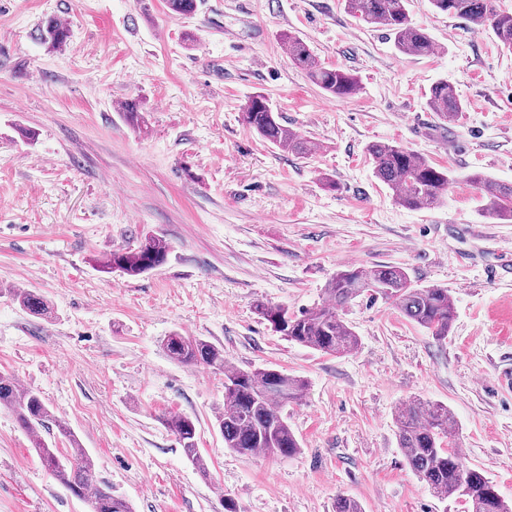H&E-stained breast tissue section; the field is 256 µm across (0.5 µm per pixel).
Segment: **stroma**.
Wrapping results in <instances>:
<instances>
[{"instance_id": "35a3bbf8", "label": "stroma", "mask_w": 512, "mask_h": 512, "mask_svg": "<svg viewBox=\"0 0 512 512\" xmlns=\"http://www.w3.org/2000/svg\"><path fill=\"white\" fill-rule=\"evenodd\" d=\"M409 11L435 54H401L344 0H198L189 17L164 0H0V373L41 396L71 431L57 447L77 440L135 512H224L228 496L240 512H334L340 494L365 512H464L398 446L394 411L415 397L448 406L464 462L512 500V223L484 217L465 179L512 183V52L431 0ZM51 17L69 31L58 48L41 38ZM285 33L354 73L360 92L328 98L289 59ZM442 79L465 104L453 122L426 105ZM257 93L312 142L310 156L242 124ZM374 142L452 170L444 204L400 206L373 174ZM150 235L169 243L166 264L138 278L102 272L113 250ZM377 264L448 289L446 342L380 296L343 310L359 338L344 356L288 342L254 310L313 308L341 266ZM19 288L51 315L22 310ZM174 332L222 347L238 368L305 380L285 409L300 452L225 448L214 426L224 374L170 359ZM168 412L196 418L209 477L163 425ZM0 512H90L3 407Z\"/></svg>"}]
</instances>
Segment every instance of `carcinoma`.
<instances>
[{
	"mask_svg": "<svg viewBox=\"0 0 512 512\" xmlns=\"http://www.w3.org/2000/svg\"><path fill=\"white\" fill-rule=\"evenodd\" d=\"M436 9L489 26L499 43L512 50V12L501 9L499 0H431ZM170 14L188 16L197 9V0H166ZM345 9L360 22L379 27L393 39L396 49L405 55L429 56L435 44L426 30L416 25L408 11V0H345ZM45 41L57 46L68 38V31L49 19L43 29ZM289 58L304 69L313 83L326 95L348 99L360 91L358 78L350 71L320 63L299 37L282 36ZM267 102L253 96L242 121L263 139L280 149L306 157L311 144L295 130L281 123L272 107L258 109L255 103ZM427 107L442 121H452L464 111L465 104L453 84L434 83ZM374 176L387 185L396 201L411 209H430L443 201L453 181L451 171L440 169L426 157L397 144L376 142L367 146ZM485 201L483 210L490 217L512 223V183H502L482 172L465 175ZM169 244L157 236H147L133 249H119L103 263L102 271L139 276L164 265ZM381 295L393 302L410 321L427 329L443 341L455 319V308L448 289L420 286L400 267L377 265L371 268L347 267L336 272L326 288L328 302L294 314L283 304L259 301L255 311L271 329L290 342L315 351L344 355L358 346V336L340 317L339 310L354 299ZM20 306L34 317L50 313L49 303L31 290L15 294ZM163 346L174 360L186 365H204L224 372V404L214 415L216 428L224 437V446L244 456H283L298 453L300 443L288 425L283 407L300 398L305 383L279 370L257 367L249 370L228 365L224 350L196 336L175 332ZM0 406L10 409L18 424L33 434V450L51 477L74 496L87 501L91 512H134L132 504L112 493V487L93 480L95 464L76 440L63 453L41 435L53 420L40 396L0 376ZM397 441L407 462L420 481L441 500L461 499L468 512H512V502L499 493L496 483L483 470L463 461L452 441L454 417L447 406L413 398L397 407ZM55 421V420H53ZM60 433L66 426L55 421ZM164 425L177 438L182 452L202 475L207 466L197 448L196 420L174 413Z\"/></svg>",
	"mask_w": 512,
	"mask_h": 512,
	"instance_id": "obj_1",
	"label": "carcinoma"
}]
</instances>
